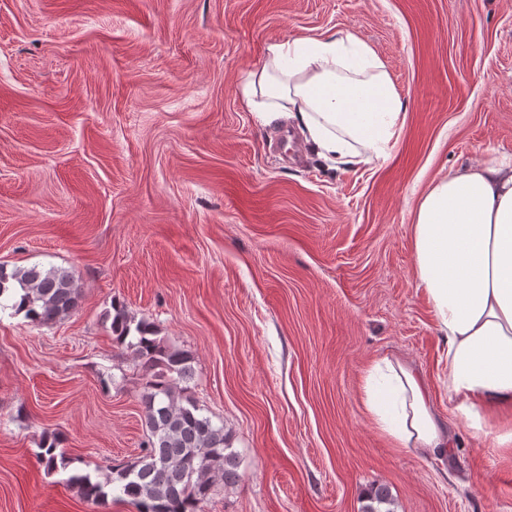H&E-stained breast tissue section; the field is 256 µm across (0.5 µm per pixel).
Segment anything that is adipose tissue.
<instances>
[{"mask_svg": "<svg viewBox=\"0 0 512 512\" xmlns=\"http://www.w3.org/2000/svg\"><path fill=\"white\" fill-rule=\"evenodd\" d=\"M265 124L293 119L331 164L386 157L407 104L369 44L324 34L274 40L240 88ZM414 285L422 289L448 348V401L474 438L512 446V161L483 159L435 176L411 224ZM365 405L395 447L447 458L452 446L420 373L384 358L369 370Z\"/></svg>", "mask_w": 512, "mask_h": 512, "instance_id": "adipose-tissue-1", "label": "adipose tissue"}]
</instances>
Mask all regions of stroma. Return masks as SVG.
<instances>
[{"mask_svg": "<svg viewBox=\"0 0 512 512\" xmlns=\"http://www.w3.org/2000/svg\"><path fill=\"white\" fill-rule=\"evenodd\" d=\"M370 44L407 102L386 159L293 153L240 101L269 42ZM512 156V0H0V265L62 268L55 323L0 313V512H137L102 480L146 439L115 307L192 357L237 484L204 512H512V447L448 414V354L414 286V206L441 171ZM421 374L453 448H395L363 403L379 359ZM67 469L47 471L44 434Z\"/></svg>", "mask_w": 512, "mask_h": 512, "instance_id": "35a3bbf8", "label": "stroma"}]
</instances>
